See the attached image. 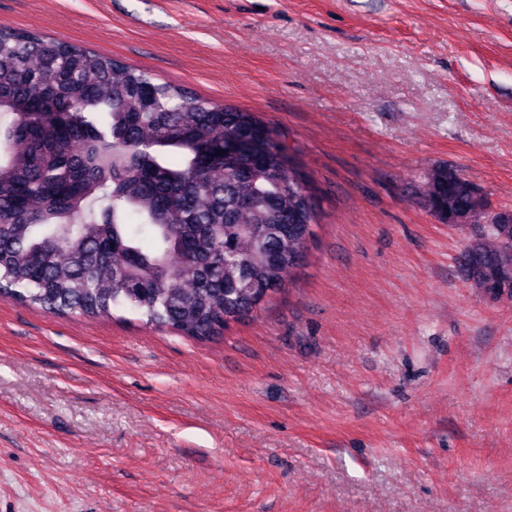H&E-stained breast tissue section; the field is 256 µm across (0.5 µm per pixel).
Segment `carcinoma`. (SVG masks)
Instances as JSON below:
<instances>
[{
    "instance_id": "1",
    "label": "carcinoma",
    "mask_w": 512,
    "mask_h": 512,
    "mask_svg": "<svg viewBox=\"0 0 512 512\" xmlns=\"http://www.w3.org/2000/svg\"><path fill=\"white\" fill-rule=\"evenodd\" d=\"M29 99L58 112L23 120ZM245 138L256 147L238 170L217 154L202 166L192 144ZM419 201L446 224L487 225L462 270L485 294L512 297V210L489 211L446 165L428 172ZM316 223L306 175L252 113L0 26V299L88 319L128 306L206 342L251 297L292 282Z\"/></svg>"
}]
</instances>
